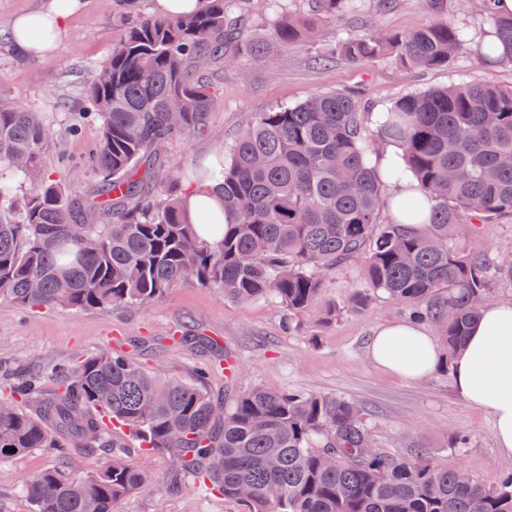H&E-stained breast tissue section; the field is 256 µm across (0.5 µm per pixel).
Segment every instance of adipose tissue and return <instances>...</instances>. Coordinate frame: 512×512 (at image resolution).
<instances>
[{"mask_svg":"<svg viewBox=\"0 0 512 512\" xmlns=\"http://www.w3.org/2000/svg\"><path fill=\"white\" fill-rule=\"evenodd\" d=\"M79 2L69 0L63 8L58 0H48L42 8L17 17L9 32L14 52L26 58L49 56L52 45L32 38L30 28L38 24L62 34ZM369 356L375 364L414 381L430 375L442 358L434 338L410 322L380 327L371 339ZM450 365L456 392L491 416L499 448L512 455V304L485 307Z\"/></svg>","mask_w":512,"mask_h":512,"instance_id":"ef3b65f1","label":"adipose tissue"}]
</instances>
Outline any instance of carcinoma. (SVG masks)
<instances>
[{
    "label": "carcinoma",
    "instance_id": "cac0c4a2",
    "mask_svg": "<svg viewBox=\"0 0 512 512\" xmlns=\"http://www.w3.org/2000/svg\"><path fill=\"white\" fill-rule=\"evenodd\" d=\"M253 0H205L197 11L139 18L90 80L85 109L100 121L92 165L97 206L116 209L91 224L85 206L42 167L49 129L39 113L0 102V302L93 309L145 306L187 282L224 299L272 301L298 330L305 319L341 314L322 304L336 267L365 255L364 285L348 307L379 297L436 329L446 356L460 350L492 284H512V256L460 248L481 226L512 217V90L490 83L419 90L371 116L354 96L318 92L259 112L224 156L177 170L151 191L150 149L205 127L216 104L212 67L234 66L266 49L243 35ZM306 18L275 24L282 47L316 35L355 0H312ZM478 0L494 19L484 62L512 59V16ZM471 32L436 21L410 32L373 28L338 36L315 56L361 62L389 57L402 67L448 66L468 52ZM400 153L381 168L378 146ZM211 181L224 210L187 221L183 187ZM411 184L400 218L377 223L388 184ZM197 383L144 372L123 355L87 356L54 370L49 395L38 373L8 379L0 396V460L34 448L108 449L94 472L53 468L29 478L32 512H112L113 503L154 483L131 462L163 454L171 476L243 512H512V472L485 483L443 465L417 445L408 456L379 451L369 413L337 395L254 388L231 402ZM31 399L34 413L17 399ZM336 455V465L326 454Z\"/></svg>",
    "mask_w": 512,
    "mask_h": 512
}]
</instances>
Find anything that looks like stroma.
Wrapping results in <instances>:
<instances>
[{
    "label": "stroma",
    "instance_id": "obj_1",
    "mask_svg": "<svg viewBox=\"0 0 512 512\" xmlns=\"http://www.w3.org/2000/svg\"><path fill=\"white\" fill-rule=\"evenodd\" d=\"M43 2L0 0V99L41 112L52 132L43 153L44 168L92 206L93 223L108 224L111 213L94 207L99 179L91 156L100 127L83 117L85 88L123 35L127 19L156 13L157 0H135L127 10L107 7L104 0H81L51 56L19 57L7 44L9 25ZM439 19L476 33L490 26L489 19L461 0H391L385 6L379 0H356L340 23L323 27L322 37L329 40L340 32L357 36L374 27L407 32ZM316 48L315 41L305 39L269 58L214 71L210 81L218 102L205 127L189 139L155 147L157 180L223 151L256 113L301 102L316 92H358L366 111L375 112L395 98L426 88L484 82L512 87L511 61L489 65L473 49L448 67L421 69L399 67L389 58L361 65L339 59L320 66L314 62ZM362 265V260H354L326 280L325 300L344 309L336 321H309L293 333L284 329L283 310L276 303L238 304L225 300L219 289L192 283L141 307L49 309L2 301L0 372H43L44 387L50 390L55 386L49 376L53 365L115 349L125 350L157 377L186 383L195 382L196 366L207 362L211 372L206 387L226 397L254 387L337 394L372 412L375 445L387 454L405 456L419 444L442 463L485 482L512 471V455L498 448L490 415L457 395L449 373L437 371L407 381L369 359L368 343L376 330L404 316L398 305L382 298L363 310L347 309L349 297L362 285ZM196 332L214 340L216 351L177 343V336ZM227 356L237 363L231 377L221 366ZM459 430L468 432L470 442L461 451H450L448 441ZM103 460L99 451L64 459L50 449L35 448L0 461V512H30L22 488L31 476L62 465L83 474L99 468ZM135 462L151 472L157 484L115 503L114 512H241L233 502L198 493L187 476L177 488H167L166 456L141 455Z\"/></svg>",
    "mask_w": 512,
    "mask_h": 512
}]
</instances>
